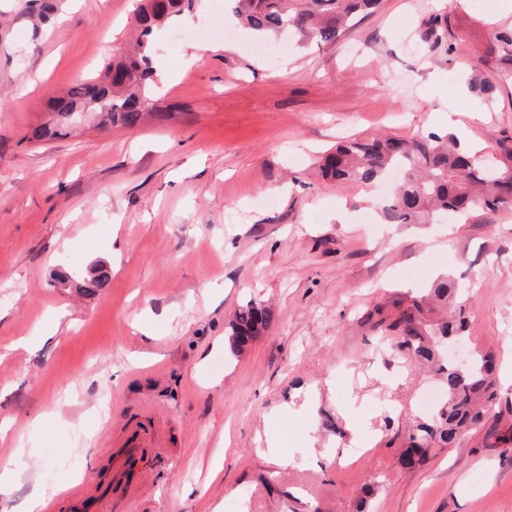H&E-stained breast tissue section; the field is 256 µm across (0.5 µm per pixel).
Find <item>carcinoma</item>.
Here are the masks:
<instances>
[{"mask_svg":"<svg viewBox=\"0 0 512 512\" xmlns=\"http://www.w3.org/2000/svg\"><path fill=\"white\" fill-rule=\"evenodd\" d=\"M232 12L242 26L264 36L288 31L301 43L334 45L348 21L369 13L379 0H231ZM197 0H155L140 6V34L134 53L112 63L110 87L84 82L72 86L56 101L58 122L66 127L71 113L95 112L103 124L135 128L145 117L158 121L164 112H149L154 29L174 17L190 13ZM493 62L512 66V29L494 35V42L479 57V66ZM321 175L339 183L374 185L391 171L401 178L383 208L387 224H434L450 216L469 219L474 213L512 209V150L490 167L457 143L453 134L427 135L402 140L377 137L345 141L322 158ZM460 284L449 275L435 279L416 295L394 302V318L386 325L391 350L401 358L432 368L446 399L406 435L399 457L404 468L422 463L432 448H446L464 432L483 424L487 407L498 398L492 379L493 360L476 356L470 370L461 372L442 358V344L465 335L468 322L463 308L446 320H432L435 306L455 302ZM272 311L248 304L236 312L224 338L229 357L241 355L266 330Z\"/></svg>","mask_w":512,"mask_h":512,"instance_id":"carcinoma-1","label":"carcinoma"}]
</instances>
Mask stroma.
<instances>
[{"label": "stroma", "instance_id": "obj_1", "mask_svg": "<svg viewBox=\"0 0 512 512\" xmlns=\"http://www.w3.org/2000/svg\"><path fill=\"white\" fill-rule=\"evenodd\" d=\"M137 5L0 0V417L13 422L0 471L20 476L0 512H25L51 470L47 512H70L69 493L107 480L134 430L145 445L129 465L145 479L113 484L112 512H512V210L388 224L379 198L315 169L348 137L442 131L437 112L500 160L512 78L490 73L482 96L468 67L512 11L381 0L336 45L266 55L225 26L228 0H199L202 22L153 32L168 120L39 137L58 97L128 49ZM193 44L209 50L191 63ZM98 262L108 285L83 289ZM441 271L462 286L460 359L498 365L497 434L467 432L407 469L402 442L435 382L391 353L381 324ZM249 303L271 309V326L225 358L228 322ZM357 433L371 440L359 455Z\"/></svg>", "mask_w": 512, "mask_h": 512}]
</instances>
